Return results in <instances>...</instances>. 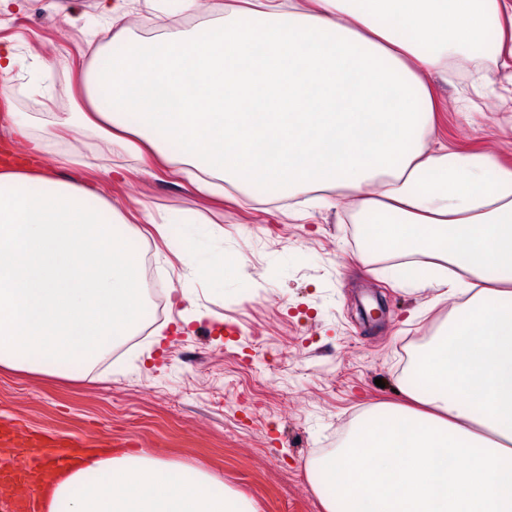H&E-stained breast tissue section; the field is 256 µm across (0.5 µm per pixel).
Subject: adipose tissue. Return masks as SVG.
<instances>
[{
	"label": "adipose tissue",
	"instance_id": "ef3b65f1",
	"mask_svg": "<svg viewBox=\"0 0 512 512\" xmlns=\"http://www.w3.org/2000/svg\"><path fill=\"white\" fill-rule=\"evenodd\" d=\"M198 29H113L69 82L60 136L96 132L212 197L343 190L372 225L362 255L447 319L400 381L410 406L372 407L309 465L326 512H512V166L493 151L429 149L430 76L490 63L512 84V0H242ZM0 367L70 376L144 319L142 238L112 201L40 170L42 137L0 114ZM467 467H459V458ZM47 512H256L203 469L141 452L88 455Z\"/></svg>",
	"mask_w": 512,
	"mask_h": 512
}]
</instances>
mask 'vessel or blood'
Returning a JSON list of instances; mask_svg holds the SVG:
<instances>
[{
  "mask_svg": "<svg viewBox=\"0 0 512 512\" xmlns=\"http://www.w3.org/2000/svg\"><path fill=\"white\" fill-rule=\"evenodd\" d=\"M0 446L29 461L16 468L0 464V512H37V501L80 454L74 442L24 430L10 420L0 422Z\"/></svg>",
  "mask_w": 512,
  "mask_h": 512,
  "instance_id": "vessel-or-blood-1",
  "label": "vessel or blood"
}]
</instances>
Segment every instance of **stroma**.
Wrapping results in <instances>:
<instances>
[{
  "label": "stroma",
  "instance_id": "1",
  "mask_svg": "<svg viewBox=\"0 0 512 512\" xmlns=\"http://www.w3.org/2000/svg\"><path fill=\"white\" fill-rule=\"evenodd\" d=\"M95 2L28 0L25 11L0 16V40L11 39L17 54L13 72L0 78V113L17 112L46 137L45 170L119 204L152 249L148 287L165 294L166 307L143 337L89 373L1 370L0 420L89 446L127 442L201 467L258 512H325L310 462L337 448L364 409L406 403L404 358L429 341L449 306L430 308L428 293L361 257L345 221L347 200L310 217L297 213L294 199L249 207L236 194L212 202L119 150L112 165L123 176L114 180L85 168L94 140L83 147V163L61 165L67 145L52 120L72 109L66 79L110 36ZM469 81L465 73L432 78L440 104L433 144L464 153L492 148L512 163V110L500 101L512 86L486 89L467 120L447 103ZM205 210L212 223L172 221ZM185 234L198 241L189 255L177 246ZM218 254L238 261L220 292L187 273ZM374 304L382 314L365 317ZM162 323L175 333L159 342L152 331Z\"/></svg>",
  "mask_w": 512,
  "mask_h": 512
}]
</instances>
